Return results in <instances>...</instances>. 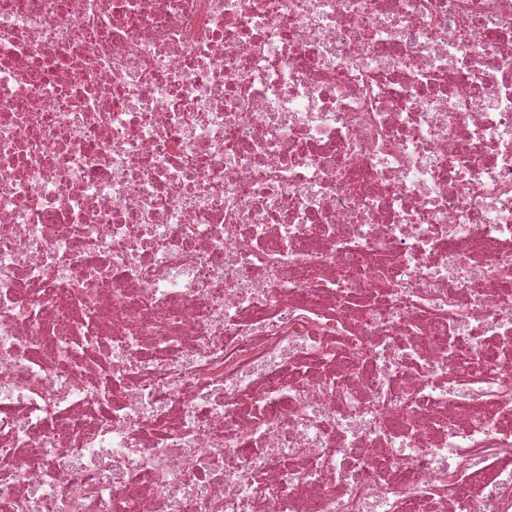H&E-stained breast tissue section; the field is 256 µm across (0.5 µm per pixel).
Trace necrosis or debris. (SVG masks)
I'll return each instance as SVG.
<instances>
[{
	"label": "necrosis or debris",
	"mask_w": 512,
	"mask_h": 512,
	"mask_svg": "<svg viewBox=\"0 0 512 512\" xmlns=\"http://www.w3.org/2000/svg\"><path fill=\"white\" fill-rule=\"evenodd\" d=\"M0 512H512V0H0Z\"/></svg>",
	"instance_id": "obj_1"
}]
</instances>
